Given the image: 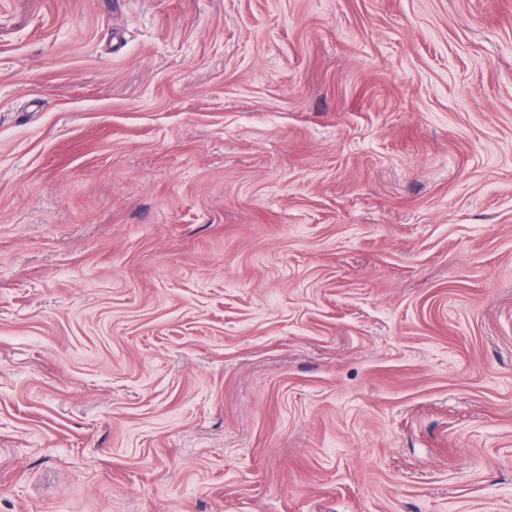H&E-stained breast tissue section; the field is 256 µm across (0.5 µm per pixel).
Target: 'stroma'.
<instances>
[{
	"label": "stroma",
	"mask_w": 512,
	"mask_h": 512,
	"mask_svg": "<svg viewBox=\"0 0 512 512\" xmlns=\"http://www.w3.org/2000/svg\"><path fill=\"white\" fill-rule=\"evenodd\" d=\"M0 512H512V0H0Z\"/></svg>",
	"instance_id": "stroma-1"
}]
</instances>
